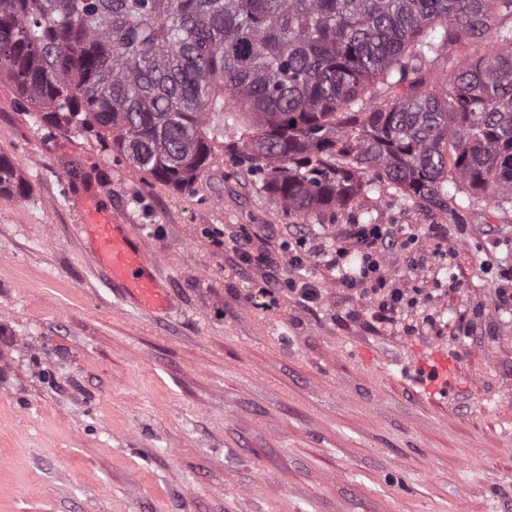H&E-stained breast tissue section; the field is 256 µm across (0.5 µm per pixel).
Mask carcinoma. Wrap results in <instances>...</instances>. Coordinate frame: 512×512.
<instances>
[{
  "label": "carcinoma",
  "mask_w": 512,
  "mask_h": 512,
  "mask_svg": "<svg viewBox=\"0 0 512 512\" xmlns=\"http://www.w3.org/2000/svg\"><path fill=\"white\" fill-rule=\"evenodd\" d=\"M490 34L426 87L424 63ZM4 79L176 190L235 129L293 214L374 179L438 209L512 200V0H0ZM27 191L1 155L0 196Z\"/></svg>",
  "instance_id": "1"
}]
</instances>
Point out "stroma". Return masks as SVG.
<instances>
[{
  "label": "stroma",
  "instance_id": "stroma-1",
  "mask_svg": "<svg viewBox=\"0 0 512 512\" xmlns=\"http://www.w3.org/2000/svg\"><path fill=\"white\" fill-rule=\"evenodd\" d=\"M212 149L177 191L0 82V154L28 183L0 198V512H512V206L442 212L379 182L296 215L239 132ZM93 207L139 237L170 307L105 286L79 232ZM355 224L416 240L425 267L381 263L433 297L380 323L316 258L307 305L231 250L244 230L337 246ZM438 356L459 370L446 400L416 382Z\"/></svg>",
  "mask_w": 512,
  "mask_h": 512
}]
</instances>
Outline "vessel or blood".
<instances>
[{"label": "vessel or blood", "mask_w": 512, "mask_h": 512, "mask_svg": "<svg viewBox=\"0 0 512 512\" xmlns=\"http://www.w3.org/2000/svg\"><path fill=\"white\" fill-rule=\"evenodd\" d=\"M81 231L93 243V257L107 273L113 290L133 296L143 307L164 308L170 297L160 282L146 274L149 264L139 240L125 233L110 214L97 213ZM452 370L448 362L439 361L426 368L423 386L431 396L447 397L452 387Z\"/></svg>", "instance_id": "b4317fda"}]
</instances>
